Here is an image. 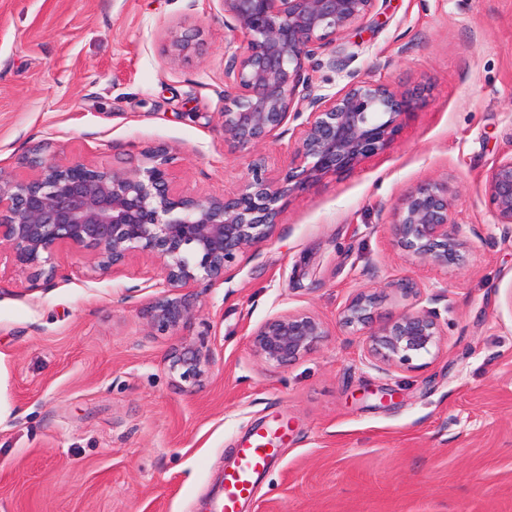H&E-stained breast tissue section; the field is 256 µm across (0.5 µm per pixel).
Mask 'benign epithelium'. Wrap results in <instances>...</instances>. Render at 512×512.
Here are the masks:
<instances>
[{"instance_id":"7a95c632","label":"benign epithelium","mask_w":512,"mask_h":512,"mask_svg":"<svg viewBox=\"0 0 512 512\" xmlns=\"http://www.w3.org/2000/svg\"><path fill=\"white\" fill-rule=\"evenodd\" d=\"M232 33L224 63L220 130L227 151L258 148L283 136L297 106L309 115L277 174L251 165L245 185L222 196L191 195L170 176L173 149L140 152L126 169L62 163L37 150L23 158L32 174L0 175V249L9 250L37 278L52 279L63 250L93 260L102 271L136 251L160 264L158 293L144 309L151 331L175 333L191 325L196 302L186 289L200 279H224L238 256L271 240L284 204L330 173L355 169L389 148L418 95L349 73L336 94H320L307 63L327 57L344 69L336 41L371 21L379 0H219ZM495 223L512 227V154L498 158L485 178ZM398 249L415 262L452 271L466 263L471 244L455 218L449 188L438 182L407 191L387 225ZM380 296L362 289L339 311V323L361 336L365 359L385 370L440 351L444 333L434 311L376 318ZM329 325L306 312L276 314L254 327V356L286 367L308 354ZM169 370L188 382L207 374L203 346L180 343L166 355Z\"/></svg>"}]
</instances>
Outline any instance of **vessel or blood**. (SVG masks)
<instances>
[{
  "mask_svg": "<svg viewBox=\"0 0 512 512\" xmlns=\"http://www.w3.org/2000/svg\"><path fill=\"white\" fill-rule=\"evenodd\" d=\"M276 453L269 432L260 430L237 450L236 466L224 475L222 512H237L239 502L250 496L256 476L267 468Z\"/></svg>",
  "mask_w": 512,
  "mask_h": 512,
  "instance_id": "b4317fda",
  "label": "vessel or blood"
}]
</instances>
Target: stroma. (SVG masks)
<instances>
[{"label": "stroma", "instance_id": "35a3bbf8", "mask_svg": "<svg viewBox=\"0 0 512 512\" xmlns=\"http://www.w3.org/2000/svg\"><path fill=\"white\" fill-rule=\"evenodd\" d=\"M371 26L338 45L347 71L311 68L333 94L347 72L421 100L393 145L330 174L286 207L275 237L223 280L191 292L175 335L142 311L160 268L134 254L109 273L62 258L53 279L0 257V512H212L234 450L288 423L240 512H512V229L484 183L512 152V0H379ZM192 49L171 58V42ZM219 0H0V175L38 146L63 162L121 166L149 145L176 151L175 183L240 189L254 156L279 171L298 120L256 154L225 152ZM448 182L472 242L449 272L409 260L386 226L410 188ZM418 295L396 293L398 281ZM386 317L435 309L439 354L381 370L338 324L357 291ZM309 311L332 334L285 368L251 352L267 318ZM205 345L201 385L165 356Z\"/></svg>", "mask_w": 512, "mask_h": 512}]
</instances>
